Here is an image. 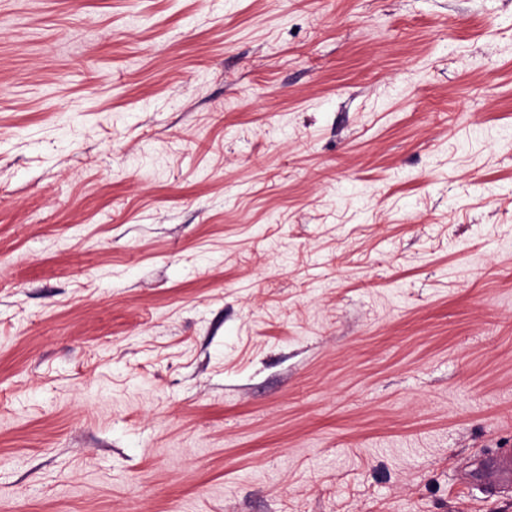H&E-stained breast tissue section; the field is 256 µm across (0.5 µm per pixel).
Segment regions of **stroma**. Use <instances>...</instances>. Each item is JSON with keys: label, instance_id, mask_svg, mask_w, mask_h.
I'll use <instances>...</instances> for the list:
<instances>
[{"label": "stroma", "instance_id": "35a3bbf8", "mask_svg": "<svg viewBox=\"0 0 512 512\" xmlns=\"http://www.w3.org/2000/svg\"><path fill=\"white\" fill-rule=\"evenodd\" d=\"M512 0H0V512H512ZM494 448L480 459L472 471L468 487L486 495L511 492L512 489V448Z\"/></svg>", "mask_w": 512, "mask_h": 512}]
</instances>
